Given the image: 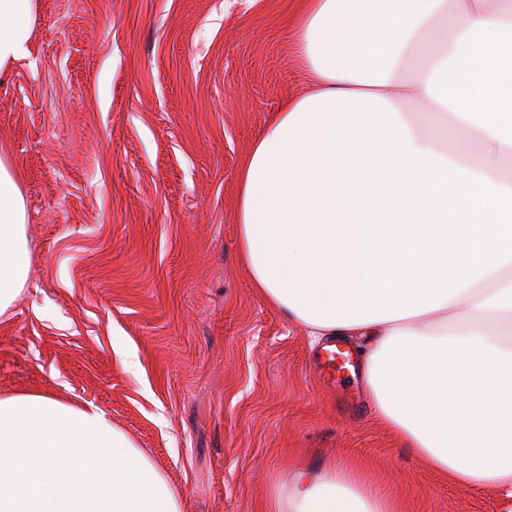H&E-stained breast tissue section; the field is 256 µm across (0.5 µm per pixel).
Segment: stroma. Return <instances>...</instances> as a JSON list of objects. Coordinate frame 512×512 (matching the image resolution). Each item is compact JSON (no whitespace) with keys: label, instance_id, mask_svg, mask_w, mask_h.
Listing matches in <instances>:
<instances>
[{"label":"stroma","instance_id":"1","mask_svg":"<svg viewBox=\"0 0 512 512\" xmlns=\"http://www.w3.org/2000/svg\"><path fill=\"white\" fill-rule=\"evenodd\" d=\"M0 76V151L19 169L28 281L0 318V394L102 409L185 512H275L336 462L398 512H507L426 467L343 371L253 288L237 174L308 76L296 0H33ZM136 355L138 370L126 368Z\"/></svg>","mask_w":512,"mask_h":512}]
</instances>
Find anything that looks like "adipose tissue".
Here are the masks:
<instances>
[{
    "instance_id": "1",
    "label": "adipose tissue",
    "mask_w": 512,
    "mask_h": 512,
    "mask_svg": "<svg viewBox=\"0 0 512 512\" xmlns=\"http://www.w3.org/2000/svg\"><path fill=\"white\" fill-rule=\"evenodd\" d=\"M287 98L238 173L254 288L320 340L355 337L377 416L430 468L512 499V0H301ZM32 0H0V71ZM428 108L419 123L403 107ZM0 153V315L27 280ZM0 512H183L94 405L0 395ZM281 512H395L356 472L295 474Z\"/></svg>"
}]
</instances>
